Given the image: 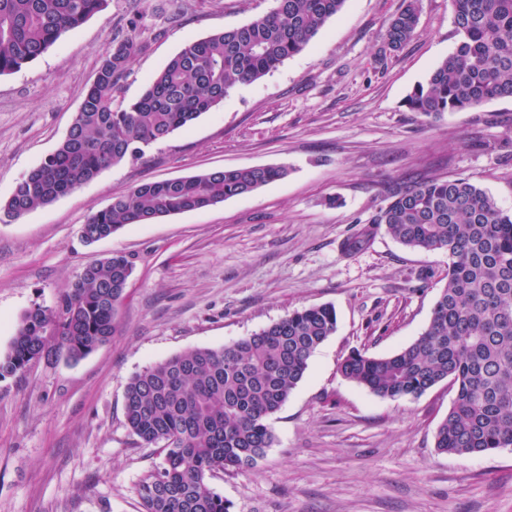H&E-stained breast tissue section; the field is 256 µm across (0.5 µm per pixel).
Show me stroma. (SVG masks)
<instances>
[{"mask_svg":"<svg viewBox=\"0 0 512 512\" xmlns=\"http://www.w3.org/2000/svg\"><path fill=\"white\" fill-rule=\"evenodd\" d=\"M404 0H348L299 54L235 87L189 129L104 170L75 192L0 223V352L20 317L53 305L90 262L134 265L112 339L77 361L40 359L0 379V512H141L135 486L161 460L127 428L134 374L171 355L219 347L289 311L334 306L337 328L272 416L274 442L211 485L234 512H512V447L439 453L454 392L439 384L390 401L344 378L354 349L393 354L427 327L445 251H415L374 224L415 181L465 177L512 212V100L438 119L406 95L454 51L450 0H420L416 36L383 33ZM109 0L42 57L0 77V201L66 136L102 55L133 12L148 50L123 82L132 101L187 43L266 14L274 0ZM287 165L288 175L207 209L131 224L95 244L80 228L113 196L206 169ZM373 233L360 249L348 238Z\"/></svg>","mask_w":512,"mask_h":512,"instance_id":"35a3bbf8","label":"stroma"}]
</instances>
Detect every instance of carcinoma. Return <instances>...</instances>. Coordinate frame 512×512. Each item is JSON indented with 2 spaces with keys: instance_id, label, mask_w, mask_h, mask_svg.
I'll return each instance as SVG.
<instances>
[{
  "instance_id": "1",
  "label": "carcinoma",
  "mask_w": 512,
  "mask_h": 512,
  "mask_svg": "<svg viewBox=\"0 0 512 512\" xmlns=\"http://www.w3.org/2000/svg\"><path fill=\"white\" fill-rule=\"evenodd\" d=\"M107 2L0 0V76L36 61ZM346 2L275 0L269 13L245 25L186 44L125 103L117 94L147 49L137 35L143 16L133 14L130 34L105 51L66 137L0 202V216L17 220L190 128L237 85L300 53ZM451 2L455 50L405 99L409 111L427 118L512 99V0ZM418 19L419 0H405L385 29L390 49L414 37ZM287 173L284 166L224 168L142 183L92 214L81 237L94 243L128 224L216 206ZM374 223L410 249L446 251L447 281L418 338L384 357L354 350L340 373L391 401L447 382L455 396L437 428V450L465 456L512 447V212L466 178L432 179L394 193ZM132 272L123 254L100 259L53 305L27 310L0 353V378L22 373L36 357L64 352L77 360L110 341ZM336 325L330 305L295 309L228 345L175 354L132 376L126 425L142 444L161 450V461L135 487L142 512H233L209 479L247 470L264 456L274 442L269 419Z\"/></svg>"
}]
</instances>
